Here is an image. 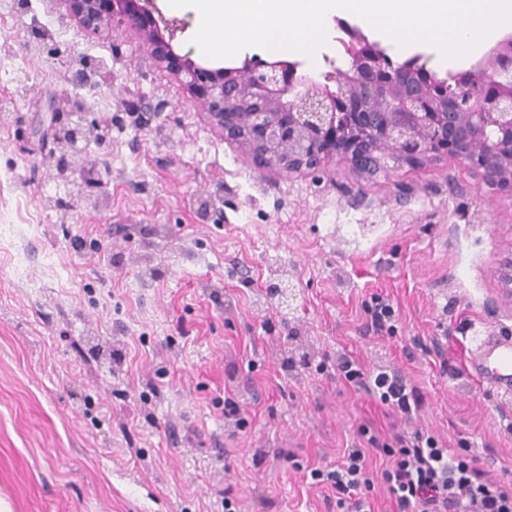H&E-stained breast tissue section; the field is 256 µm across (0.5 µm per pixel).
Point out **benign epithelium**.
I'll list each match as a JSON object with an SVG mask.
<instances>
[{
    "label": "benign epithelium",
    "mask_w": 512,
    "mask_h": 512,
    "mask_svg": "<svg viewBox=\"0 0 512 512\" xmlns=\"http://www.w3.org/2000/svg\"><path fill=\"white\" fill-rule=\"evenodd\" d=\"M83 24L110 16L130 21L150 53L179 76L207 106L224 139L241 144L267 167L300 169L329 153L330 138L350 154L359 173L374 174L444 154L453 164L469 163L490 184L512 182V38L502 40L476 71L438 79L416 56L394 63L356 27L338 22V39L348 68L334 74L345 85L333 91L298 73L299 63L265 62L253 67L210 68L173 50L174 30L163 35L150 0H65ZM74 139L93 128L67 114Z\"/></svg>",
    "instance_id": "obj_1"
}]
</instances>
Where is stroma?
Here are the masks:
<instances>
[{
	"label": "stroma",
	"mask_w": 512,
	"mask_h": 512,
	"mask_svg": "<svg viewBox=\"0 0 512 512\" xmlns=\"http://www.w3.org/2000/svg\"><path fill=\"white\" fill-rule=\"evenodd\" d=\"M28 2L0 0L11 512H343L306 474L382 407L337 374L341 352L409 379L425 399L413 425L512 485V401L471 352L478 333L512 337V298L492 274L512 258L511 184L443 156L374 176L341 152L297 172L258 166L135 26L87 28L65 0ZM340 35L329 23L315 57L297 55L301 72L346 67ZM53 101L101 133L67 207L43 164L63 150ZM272 283L289 306L269 304ZM378 296L394 309L381 337Z\"/></svg>",
	"instance_id": "obj_1"
}]
</instances>
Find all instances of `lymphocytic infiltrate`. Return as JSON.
Instances as JSON below:
<instances>
[{
    "mask_svg": "<svg viewBox=\"0 0 512 512\" xmlns=\"http://www.w3.org/2000/svg\"><path fill=\"white\" fill-rule=\"evenodd\" d=\"M337 368L352 387L376 394L386 415L408 418L422 406L419 389L406 380L363 371L346 355L339 357ZM360 435L363 447L349 449L336 467L311 473L335 494L337 506L350 499L356 512H363L379 478L395 512H512L511 486L479 467L477 458L456 454L423 429L396 430L383 439L365 427ZM377 462L382 465L378 473L373 470Z\"/></svg>",
    "mask_w": 512,
    "mask_h": 512,
    "instance_id": "f902f5d3",
    "label": "lymphocytic infiltrate"
}]
</instances>
